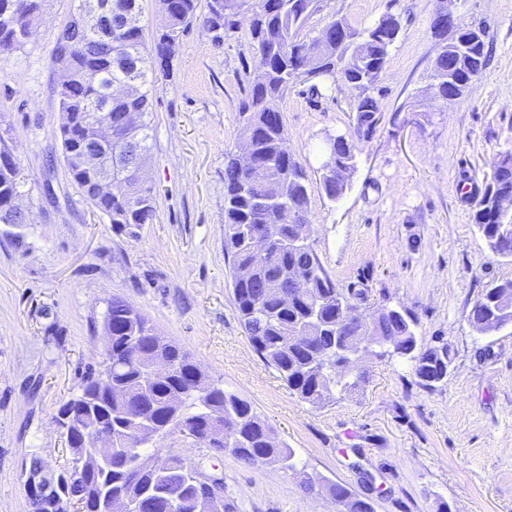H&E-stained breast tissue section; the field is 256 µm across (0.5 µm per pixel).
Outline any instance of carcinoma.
<instances>
[{
    "label": "carcinoma",
    "mask_w": 512,
    "mask_h": 512,
    "mask_svg": "<svg viewBox=\"0 0 512 512\" xmlns=\"http://www.w3.org/2000/svg\"><path fill=\"white\" fill-rule=\"evenodd\" d=\"M0 0V44L17 43L14 18ZM20 18L40 22L47 0H15ZM207 0L204 25L232 29L245 6L250 21L251 44L265 58V71L248 78L247 92L239 106V138L250 147L254 162L264 170L255 180L250 168L235 153L224 163V252L232 260V287L240 322L262 359L272 366L299 398L321 405L334 391L349 392L365 380L351 354L358 348L379 359L408 364L417 384L433 391L448 378L453 356L448 345L427 346L417 332L418 322L404 307L385 304L359 313L347 321L344 309L362 298L363 290L339 288L326 273L308 241L296 237V219L307 216L310 185L304 167L288 146V129L281 103L288 86L296 81L298 66L306 62L322 76L338 78L359 91L353 111L355 133L365 139L376 131L380 112L370 87L385 69L389 50L397 39L394 28L376 22L361 31L343 18H333L319 35L307 42L301 33L317 9L318 0H221L217 11ZM171 8L152 37L144 28L122 31L118 18L126 11L140 12L138 0H112V27L99 31L71 32L69 22L60 33L53 59H65L72 72L59 90V111L68 114L59 133L64 155L83 148L82 127L95 122L108 135L103 162L112 163L117 185L112 197L98 196L95 173L68 166L82 195L112 224H150L156 215L153 188L139 176L141 157H150L152 127L148 120L149 74L167 69L181 46V36L200 18L199 0H170ZM440 50L433 78L435 96L446 99L448 88L462 90L486 65V29H463L467 54L448 50L446 31L432 24ZM92 71L98 82H86ZM127 85V93L107 100V89ZM134 112L140 122L128 128L126 115ZM340 170L321 175L325 196L336 201L344 195L355 162L353 146L336 142ZM25 178L15 167L0 173V201L24 193ZM500 196L512 197V152L499 161L491 181L472 198L474 221L489 249L512 257V210L497 205ZM268 226L265 252L252 244V229ZM480 333L493 334L512 326V280L491 284L472 302L468 315ZM106 320L112 323V342L105 361L112 373L89 371L77 395L63 403L58 413L72 414L74 428L88 430L101 423L112 427V447L82 448L69 445L70 458L101 453L112 463L91 476L72 467L61 470L63 491L86 503L87 512H104L100 504L127 497L134 512H224V501L205 497L198 464L176 457L159 469L155 454L165 440V430L187 424L199 434L220 433L219 451L230 452L250 466L276 464L298 469L295 451L276 442L269 425L252 405L227 392L176 344L157 334L140 314L122 301L109 305ZM306 332L296 342L293 330ZM164 364L167 370L156 367ZM339 512H374L366 499L346 486L326 485Z\"/></svg>",
    "instance_id": "1"
}]
</instances>
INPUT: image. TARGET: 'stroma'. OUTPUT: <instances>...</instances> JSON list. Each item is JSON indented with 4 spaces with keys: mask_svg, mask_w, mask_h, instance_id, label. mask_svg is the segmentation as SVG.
I'll return each mask as SVG.
<instances>
[{
    "mask_svg": "<svg viewBox=\"0 0 512 512\" xmlns=\"http://www.w3.org/2000/svg\"><path fill=\"white\" fill-rule=\"evenodd\" d=\"M78 0H49L36 35L0 52V145L26 178L32 223L0 224V512H30L32 456L53 469L69 454L54 418L104 359L103 324L120 299L177 344L225 390L248 400L292 448L303 473L247 466L175 435L172 455L224 474L229 512H337L325 481L369 500L374 512H512V326L484 335L468 320L490 281L512 279L493 254L464 189L482 187L512 148V0H450L485 27L489 58L464 96L428 94L438 54L431 22L440 0H319L302 32L332 17L354 29L389 11L402 31L371 93L380 120L354 142L345 196L318 187L326 139L354 131L356 90L323 80L289 87V147L312 185L310 241L339 287L365 288L364 308L409 309L428 344L453 354L430 391L398 360L366 356V380L313 406L291 394L256 353L235 308L224 253V154L236 149L238 107L256 72L249 14L232 31L193 23L170 71H154L149 100L156 196L150 224H114L73 182L58 136L53 52ZM313 490H304L303 477Z\"/></svg>",
    "mask_w": 512,
    "mask_h": 512,
    "instance_id": "1",
    "label": "stroma"
}]
</instances>
